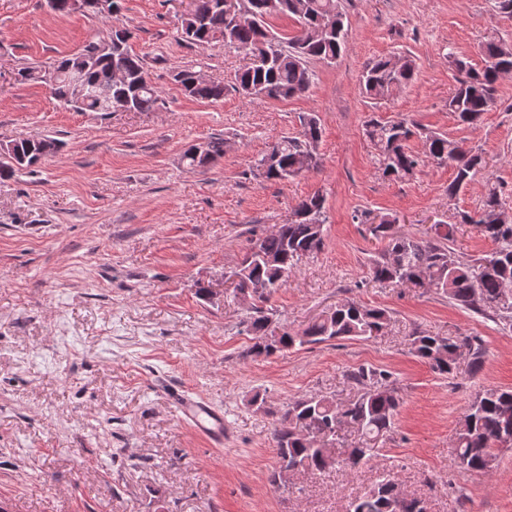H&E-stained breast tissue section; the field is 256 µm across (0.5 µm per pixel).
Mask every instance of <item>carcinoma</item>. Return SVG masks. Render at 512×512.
<instances>
[{"label": "carcinoma", "mask_w": 512, "mask_h": 512, "mask_svg": "<svg viewBox=\"0 0 512 512\" xmlns=\"http://www.w3.org/2000/svg\"><path fill=\"white\" fill-rule=\"evenodd\" d=\"M291 17L297 26L312 31L325 16L336 19V29L324 37H283L268 27L274 17ZM130 31L116 24L107 35L86 43L80 53L85 57L86 82L92 96L78 105L67 68L78 55L59 61L58 75L52 84L53 95L79 112L97 111L100 100L124 101L135 112H152L160 101L157 88L145 84L146 59L129 50L128 41L113 39L117 32ZM182 40L197 46L223 43L249 57V63L235 75V87L246 98L265 96L288 100L299 97L315 83L312 60L332 64L341 56L345 45L344 13L340 0H196L195 10L181 18ZM483 65L472 67L454 59L461 73L458 85L448 97V110L458 121L476 125L494 104L496 84L505 73L512 72V46L496 33L485 37L481 45ZM402 65L394 68L393 58L381 57L369 62L362 73L361 90L365 98L385 100L407 88L416 77V62L401 57ZM122 66L129 75L123 85L101 80L113 66ZM195 71L181 69L174 81L189 97L208 102L224 99V84L194 83ZM297 137H285L272 144L276 152L274 167L256 164L257 175L266 180L282 181L306 170L317 168V146L322 129L319 117L307 113L300 118ZM417 124L406 118L393 120L371 118L365 124V136L378 151L382 174L403 179L413 174L419 157L407 142L416 134ZM424 155L438 163L452 162L455 177L448 184V197L485 169L482 153L466 148L444 133L423 132ZM20 160L0 163V175L29 168L56 151L55 140L32 137L15 142ZM507 208L500 184L488 182L481 207L474 216L464 214L461 223L473 225L478 233L491 240L492 253L462 262L451 247L459 226L440 221L430 225L424 235L414 237L395 230L396 218L384 215L369 227L371 234L387 241L385 250L373 261L372 279L378 283L404 284L416 288H433L448 295L456 305L477 314L491 311L512 323V218L502 220ZM325 200L313 193L294 208L288 223L279 232L257 239V252L243 259L232 271L239 277L235 287L251 286L252 315L244 320L251 335L248 356H270L296 345L319 344L332 340H367L378 335L390 323L387 309L368 307L353 299L342 300L313 320L300 333L282 329L275 334L267 304L287 281L296 262L318 253L324 245ZM412 353L440 375L456 369V352L467 351L473 371L483 363L484 348L475 336L453 342L424 331L410 336ZM358 393L347 403L327 396H310L290 401L274 429L277 465L270 475L272 485H285L283 467L298 465L313 475L324 474L342 464L352 467L379 456L383 442L391 431L401 401L392 386L390 375L372 366H361L350 373ZM359 436L358 444L346 450V457H336V446L344 445L339 437L343 426ZM512 447V390H479L467 408L453 439V463L478 473L490 472L496 461L494 450ZM418 498L397 496L394 479L386 474L368 492L350 504V512H421Z\"/></svg>", "instance_id": "cac0c4a2"}]
</instances>
